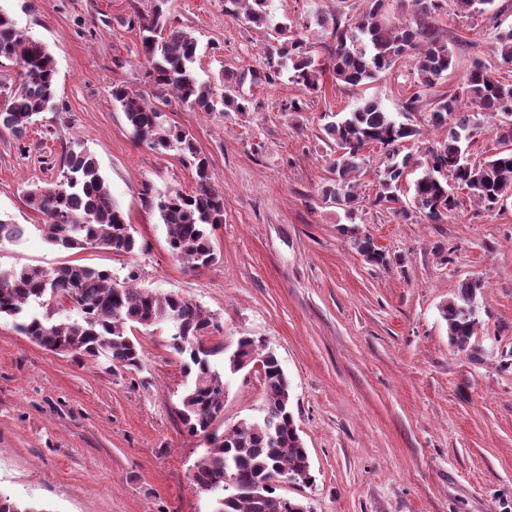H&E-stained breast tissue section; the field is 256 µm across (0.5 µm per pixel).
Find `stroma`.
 <instances>
[{
	"mask_svg": "<svg viewBox=\"0 0 512 512\" xmlns=\"http://www.w3.org/2000/svg\"><path fill=\"white\" fill-rule=\"evenodd\" d=\"M501 14L438 18L456 64L438 93L458 90L474 60L500 65ZM154 0H0L18 31L43 42L57 70L56 107L22 139L0 132V218L26 227L0 244V266H54L77 259L117 282L191 298L218 324L206 341L233 351L240 337L274 351L291 382L293 411L315 480L283 485L311 512H512V205L487 213L458 190L445 223L404 220L372 206L381 156L365 152L356 177L363 207L325 201L335 155L322 127L360 96L399 113L414 91L407 75L381 77L363 94L325 78L301 96L287 76L244 83L250 112L167 111L190 132L224 191V222L212 239L217 261L196 270L168 251L156 203L191 190V167L177 150L156 152L134 137L112 89L151 95L138 16ZM361 0H269L271 23L326 36L316 13L357 16ZM172 21L198 41L201 80L224 87L225 70L262 69L268 31L229 16L224 0H168ZM302 98L298 112L284 111ZM96 157L113 200L140 248L119 256L100 247L49 244L24 192L53 180L72 142ZM389 255L366 261L354 235ZM478 280L479 325L471 348L448 339L440 306ZM139 369L103 372L89 359L54 353L0 320V493L40 512H210L191 475L204 436L184 429L177 408L188 384L162 330L134 329ZM258 373L230 376L223 426L257 417Z\"/></svg>",
	"mask_w": 512,
	"mask_h": 512,
	"instance_id": "1",
	"label": "stroma"
}]
</instances>
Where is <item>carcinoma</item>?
Masks as SVG:
<instances>
[{
	"label": "carcinoma",
	"mask_w": 512,
	"mask_h": 512,
	"mask_svg": "<svg viewBox=\"0 0 512 512\" xmlns=\"http://www.w3.org/2000/svg\"><path fill=\"white\" fill-rule=\"evenodd\" d=\"M364 8L355 23L343 16L318 13L315 24L331 35L325 43L328 65L316 62L312 45L303 33L286 23L271 27L274 37L266 51V65L251 73L252 83H270L283 72L304 94L320 89L321 77L330 71L337 85L350 91L410 67L414 93L407 108L431 95L444 74L455 66L448 37L437 25L447 0H362ZM456 10L480 17L492 10L495 0H452ZM226 12L245 25L265 27L266 0H224ZM142 52L152 66L155 97L166 105L174 97L203 112H248L251 100L240 91L245 77L228 71L222 94L199 79L194 69L198 41L193 34L168 20L163 0H155L152 14L139 19ZM502 64L512 63V27L496 33ZM20 67L19 82L8 87L9 111L0 112V127L20 140L34 117L52 106L56 97V67L42 42L23 36L12 18L0 11V60ZM133 134L157 151L173 148L191 159L195 186L175 189L159 198L157 209L166 226L171 254L191 269L216 262L212 234L224 223V191L216 188L210 161L194 138L173 125L161 105L122 87L112 90ZM488 115L497 117L491 131L500 145L494 155L467 163L463 157ZM426 126L441 129L444 137L433 145L419 144L422 129L386 111L374 98H362L354 110L337 113L324 124L326 138L334 145L336 178L322 188L325 200L354 212L360 203L358 184L351 174L358 170L362 153L375 147L383 168L372 204L407 219L411 212L439 223L460 207L448 180L469 190L486 212L500 210L512 200V80L497 69L475 60L464 75L458 92L439 95L423 113ZM409 206L400 204L399 192L416 170ZM29 208L43 219L41 231L52 245L64 249L103 247L116 255L138 248L124 212L112 199L96 158L73 147L65 153L57 178L35 185L25 194ZM25 235L22 224L0 219V242ZM354 245L369 262L385 266L388 257L369 236H354ZM482 288L478 281L460 285L457 294L440 306L448 325L450 343L468 348L479 323L475 305ZM74 304L80 319L53 322L33 304ZM14 322L15 329L33 343L52 352L100 362L107 372L137 369L141 350L129 336L136 326H166L169 347L183 361L191 377L178 410L191 435L212 439V447L196 465L192 482L196 489L215 497L213 512H274L278 480L293 477L300 484L312 481V469L295 422L290 381L278 357L261 341L242 336L236 349L224 358V372L211 357L224 347L209 345L206 335L218 328L214 318L186 296L158 293L129 283L119 284L112 273L75 260L55 267L24 263L0 268V319ZM263 362V398L260 415L244 420L223 433L214 430L224 412L226 374H236L255 361Z\"/></svg>",
	"instance_id": "1"
}]
</instances>
